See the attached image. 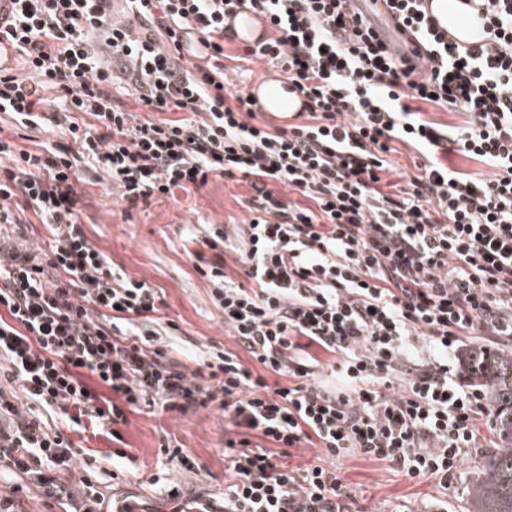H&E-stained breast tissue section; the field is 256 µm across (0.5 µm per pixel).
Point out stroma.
Masks as SVG:
<instances>
[{
  "label": "stroma",
  "instance_id": "obj_1",
  "mask_svg": "<svg viewBox=\"0 0 512 512\" xmlns=\"http://www.w3.org/2000/svg\"><path fill=\"white\" fill-rule=\"evenodd\" d=\"M83 230L97 249L138 280L159 288L161 313L181 328L169 342L176 359L195 367L208 346L236 350L224 329V319L211 302V285L193 267L181 240L188 225L205 219L217 224L242 221L245 184L217 178L200 192L179 199L153 198L126 209L120 197L103 185L90 187ZM120 439L107 430L69 432L75 445L101 457L99 481L106 499L136 503L139 512H176L189 490L218 512L224 505V415L216 409L177 414L145 410L128 412ZM184 448L197 462L194 470L173 467L162 454L163 445ZM126 451L114 459L115 450ZM484 451L469 449L459 477L440 487L428 477L410 478L388 463L351 455L336 463L344 486L355 496L361 512H394L410 503L413 512H467V491L479 475ZM121 477H113V470Z\"/></svg>",
  "mask_w": 512,
  "mask_h": 512
}]
</instances>
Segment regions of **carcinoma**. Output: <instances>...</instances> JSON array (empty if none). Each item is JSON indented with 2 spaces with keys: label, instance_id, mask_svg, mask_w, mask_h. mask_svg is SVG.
I'll use <instances>...</instances> for the list:
<instances>
[{
  "label": "carcinoma",
  "instance_id": "1",
  "mask_svg": "<svg viewBox=\"0 0 512 512\" xmlns=\"http://www.w3.org/2000/svg\"><path fill=\"white\" fill-rule=\"evenodd\" d=\"M465 366L467 380L490 394L494 436L468 492L471 512H512V353L475 346Z\"/></svg>",
  "mask_w": 512,
  "mask_h": 512
}]
</instances>
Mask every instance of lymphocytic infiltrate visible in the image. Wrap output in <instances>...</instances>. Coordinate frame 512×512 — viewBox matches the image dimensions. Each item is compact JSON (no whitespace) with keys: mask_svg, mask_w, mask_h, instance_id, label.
Masks as SVG:
<instances>
[{"mask_svg":"<svg viewBox=\"0 0 512 512\" xmlns=\"http://www.w3.org/2000/svg\"><path fill=\"white\" fill-rule=\"evenodd\" d=\"M367 2L12 0L0 54L27 72L0 66V114L49 135L37 152L0 137V473L15 491L103 512L97 459L44 418L114 426L131 407L223 412L224 512H359L325 464L351 454L443 487L458 475L490 408L459 358L512 343V0H476L485 36L462 49L424 0H388L414 41H380ZM240 8L271 24L241 59L306 101L288 124L257 119L224 67ZM422 102L466 120L441 128ZM400 144L416 175L397 177ZM454 152L491 175L450 166ZM216 177L247 184V218L185 238L239 349L192 370L161 344L180 327L157 289L87 239L80 186L133 209ZM34 220L47 250L28 244ZM300 448L315 461L288 467Z\"/></svg>","mask_w":512,"mask_h":512,"instance_id":"lymphocytic-infiltrate-1","label":"lymphocytic infiltrate"}]
</instances>
